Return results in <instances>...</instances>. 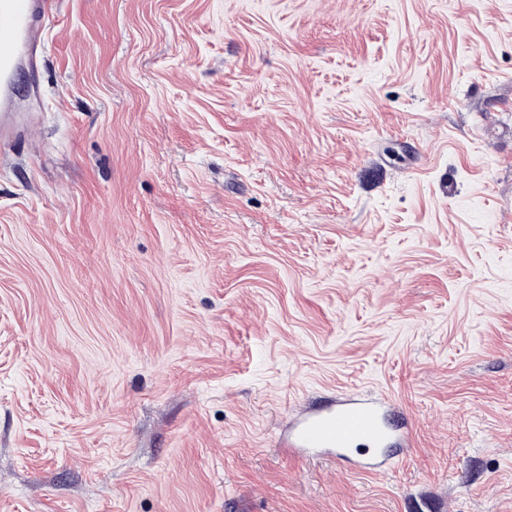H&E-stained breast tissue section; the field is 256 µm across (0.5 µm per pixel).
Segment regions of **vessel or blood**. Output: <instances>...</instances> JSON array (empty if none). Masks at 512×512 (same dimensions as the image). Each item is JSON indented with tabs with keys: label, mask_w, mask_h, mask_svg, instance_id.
Instances as JSON below:
<instances>
[{
	"label": "vessel or blood",
	"mask_w": 512,
	"mask_h": 512,
	"mask_svg": "<svg viewBox=\"0 0 512 512\" xmlns=\"http://www.w3.org/2000/svg\"><path fill=\"white\" fill-rule=\"evenodd\" d=\"M58 6L59 0H0V78L8 76L21 59L31 72H38L46 31ZM395 413L392 398L385 394L340 396L316 412L291 419L284 446L325 448L340 458L363 444L374 449L394 442L411 447L413 430L408 422L395 427L389 423Z\"/></svg>",
	"instance_id": "1"
}]
</instances>
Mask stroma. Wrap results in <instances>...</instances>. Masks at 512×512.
<instances>
[{"instance_id": "35a3bbf8", "label": "stroma", "mask_w": 512, "mask_h": 512, "mask_svg": "<svg viewBox=\"0 0 512 512\" xmlns=\"http://www.w3.org/2000/svg\"><path fill=\"white\" fill-rule=\"evenodd\" d=\"M0 147V512H512V0H64ZM392 396L394 468L279 447Z\"/></svg>"}]
</instances>
